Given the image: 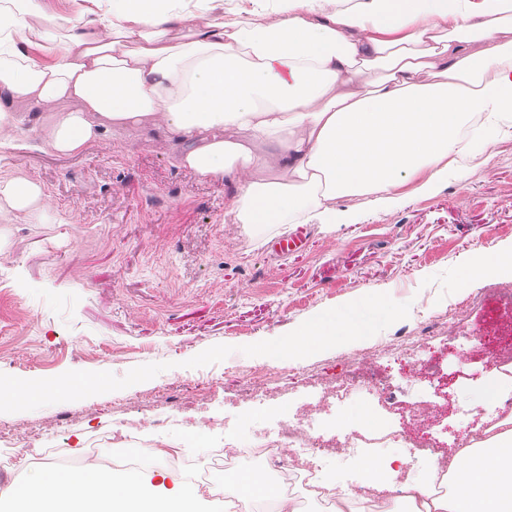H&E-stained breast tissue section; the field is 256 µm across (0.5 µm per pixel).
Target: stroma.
<instances>
[{
	"instance_id": "1",
	"label": "stroma",
	"mask_w": 512,
	"mask_h": 512,
	"mask_svg": "<svg viewBox=\"0 0 512 512\" xmlns=\"http://www.w3.org/2000/svg\"><path fill=\"white\" fill-rule=\"evenodd\" d=\"M0 144V181L27 178L44 194L41 211L0 207V289L19 305H0V373L22 379L69 370L124 376L149 363H168L156 377L130 387L32 411L0 413V489L42 466L52 448L112 453V431L139 410L143 440L180 446L192 423L228 421L210 432L209 449L225 432L248 441L253 430L292 415L311 393L310 379L340 378L362 368L405 386L408 365L364 359V351L399 335L430 331L429 320L459 309L465 331L512 334V312L474 278V257L512 244V130L475 143L467 163L449 164L432 180L424 169L406 176L399 203L371 196L336 200L342 221L312 224L300 252L275 257L267 238L225 217L241 177L203 179L180 167L179 147L156 128L109 131L72 155L48 148L34 112ZM371 293L410 305L407 318L370 338L302 359L250 357L244 345L281 337L322 311ZM226 359L190 368L187 360L218 345ZM438 379L414 398L394 403L344 401L323 416L336 436L359 427L384 434L424 405L430 428L453 448L467 423L461 412L481 410L489 436L498 401L512 380L486 370L483 349L457 366L445 338L431 341ZM265 375L256 395L241 399L239 382ZM167 419L163 429L154 420Z\"/></svg>"
}]
</instances>
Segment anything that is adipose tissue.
<instances>
[{
	"instance_id": "adipose-tissue-1",
	"label": "adipose tissue",
	"mask_w": 512,
	"mask_h": 512,
	"mask_svg": "<svg viewBox=\"0 0 512 512\" xmlns=\"http://www.w3.org/2000/svg\"><path fill=\"white\" fill-rule=\"evenodd\" d=\"M191 2L106 0L51 18L45 0H0V135L21 124L15 105L73 101L49 118L58 153L148 126L205 179L279 163L287 179L240 185L226 210L265 229L335 223V200L355 193L395 202L404 177H441L469 152L464 130L490 137L512 120V37L500 38L512 34V0H280L272 22L209 17ZM473 41L484 44L475 54ZM34 44L41 56L28 54ZM471 458L445 512H512V432ZM0 494L39 512H197L200 501L170 471L113 477L95 466H47Z\"/></svg>"
}]
</instances>
